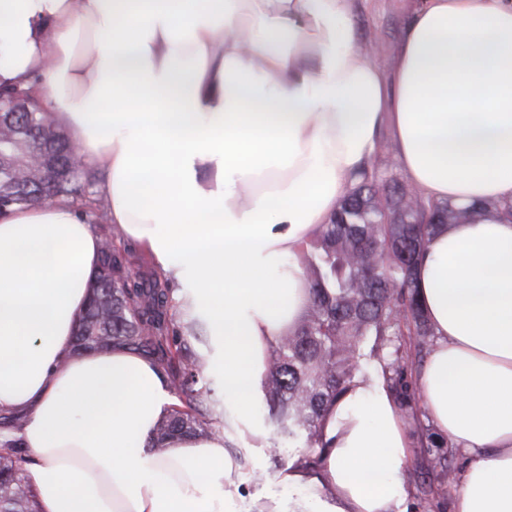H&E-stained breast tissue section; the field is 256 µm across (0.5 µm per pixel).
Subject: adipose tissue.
Wrapping results in <instances>:
<instances>
[{
    "instance_id": "adipose-tissue-1",
    "label": "adipose tissue",
    "mask_w": 512,
    "mask_h": 512,
    "mask_svg": "<svg viewBox=\"0 0 512 512\" xmlns=\"http://www.w3.org/2000/svg\"><path fill=\"white\" fill-rule=\"evenodd\" d=\"M358 3L0 0V85L104 169L110 224L201 320L224 408L258 439L267 357L310 299L290 261L382 129L424 198L512 203V0H417L388 72L356 43ZM99 248L64 199L0 216V412L25 418L40 512H407L405 426L377 375L330 410L317 471L289 463L298 497L243 498L220 435L157 455L175 396L150 362L71 352ZM416 276L423 409L471 456L453 512H512V221L441 228Z\"/></svg>"
}]
</instances>
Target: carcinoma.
Returning a JSON list of instances; mask_svg holds the SVG:
<instances>
[{
    "label": "carcinoma",
    "instance_id": "1",
    "mask_svg": "<svg viewBox=\"0 0 512 512\" xmlns=\"http://www.w3.org/2000/svg\"><path fill=\"white\" fill-rule=\"evenodd\" d=\"M78 148L30 100L24 112L0 114V199L3 212L46 203L92 184ZM470 216L466 209L424 200L407 185H385L374 161L339 202L330 223L293 258L310 292L295 329L272 351L264 379L267 419L280 444L277 465L296 457L317 465L329 408L375 360L395 401L418 423L423 395L416 365L432 336L419 301L416 266L434 232ZM131 252L106 234L99 269L81 315L74 350L125 347L148 359L176 397L161 418L151 448L162 454L179 436L233 431L224 411V386L209 375L207 358L193 343L207 341L203 325L179 310L167 282L135 271ZM28 450L17 440L0 446V512H39L23 464ZM436 491L452 481L448 458Z\"/></svg>",
    "mask_w": 512,
    "mask_h": 512
}]
</instances>
